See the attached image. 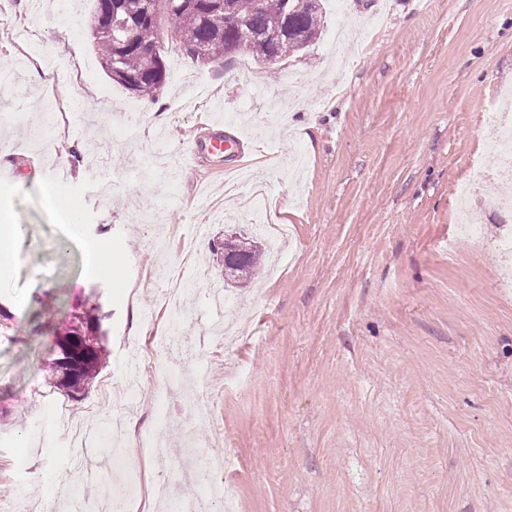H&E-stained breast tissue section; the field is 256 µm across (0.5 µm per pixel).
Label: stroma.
<instances>
[{
    "instance_id": "obj_1",
    "label": "stroma",
    "mask_w": 512,
    "mask_h": 512,
    "mask_svg": "<svg viewBox=\"0 0 512 512\" xmlns=\"http://www.w3.org/2000/svg\"><path fill=\"white\" fill-rule=\"evenodd\" d=\"M91 6L46 0L36 18L31 0H0V67L24 71L22 92L0 86V112L21 121L0 129V225L24 227L0 253V497L13 512H64L47 481L82 465L66 464L50 413H81L165 332L159 287L137 274L177 262L234 165L265 174L270 212L240 196L231 221L207 224V243L261 240L267 220L294 237L277 269L229 286L246 333L207 351L222 430L211 449L232 456L236 512H512V287L493 246L498 216L485 209L479 241L455 223L499 90L512 88V0H324L320 40L269 66L241 52L200 67L166 50L168 176L131 144L119 163L89 164L98 134L119 137L143 102L104 74L83 20ZM45 51L68 77L36 79ZM51 102L63 124L42 140L37 112ZM216 124L240 149L187 164L189 143ZM57 170L63 180L47 188L43 173ZM65 215L82 230L67 248ZM106 246L116 272L97 278ZM88 302L101 307L108 359L75 401L49 365L73 307ZM184 307L188 341L208 335L220 312L204 291ZM236 370L246 383L230 380ZM159 374L143 363L131 414L161 445L157 456L126 445L132 512H157L160 483L204 492L194 467L161 463L185 450L189 418L155 402Z\"/></svg>"
}]
</instances>
